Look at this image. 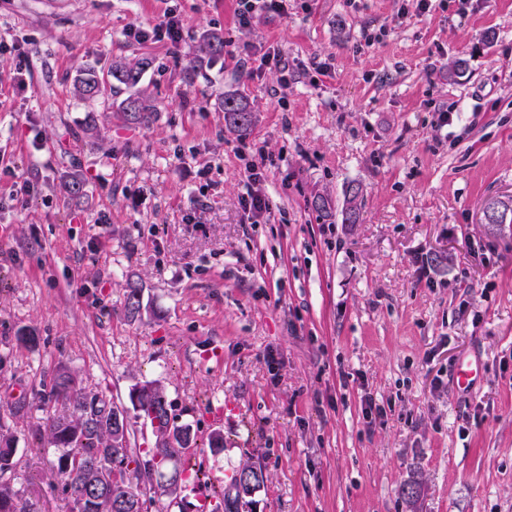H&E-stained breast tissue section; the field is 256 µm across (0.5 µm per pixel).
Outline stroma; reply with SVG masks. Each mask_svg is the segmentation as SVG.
<instances>
[{"label": "stroma", "mask_w": 512, "mask_h": 512, "mask_svg": "<svg viewBox=\"0 0 512 512\" xmlns=\"http://www.w3.org/2000/svg\"><path fill=\"white\" fill-rule=\"evenodd\" d=\"M166 6L0 0L11 483L31 512H69L56 449L30 451L36 394L64 364L119 405L145 382L165 389L197 439L196 476L169 512H196L247 462L266 480L242 512H512V223L483 214L512 206V0H433L405 16L402 0H290L287 18L251 28L233 0H179L178 47L126 39ZM210 32L230 50L282 49L289 73L225 64L202 49ZM119 57L149 61L148 123L119 119L123 84L91 104L74 94L82 71L107 75ZM228 96L255 111L246 133L224 120ZM260 148L273 210L253 221L242 175ZM71 172L84 182L73 197ZM350 185L355 224L341 215ZM130 278L143 284L134 319ZM464 356L483 364L470 394L453 378ZM368 396L380 414H366Z\"/></svg>", "instance_id": "stroma-1"}]
</instances>
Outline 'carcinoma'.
Wrapping results in <instances>:
<instances>
[{
  "label": "carcinoma",
  "instance_id": "1",
  "mask_svg": "<svg viewBox=\"0 0 512 512\" xmlns=\"http://www.w3.org/2000/svg\"><path fill=\"white\" fill-rule=\"evenodd\" d=\"M148 65L147 59L135 58L129 61L118 60L112 65L110 75L128 88H134L140 81V75ZM78 97L83 101H95L106 90L93 70H87L75 80ZM225 119L237 130L245 132L253 123V113L248 104L240 98L230 96L223 103ZM121 117L128 123H139L150 118L152 106L137 91L131 93L120 104ZM142 288L139 282L129 280L126 283L125 309L134 316L140 313ZM82 386L78 374L61 366L52 378L42 384L36 410L42 413V423L35 428L34 438L40 445H49L62 449L57 458V470L63 480L62 490L70 505V512H109L112 503L129 495L130 499L149 507L156 503L166 509L163 499L172 501L177 495L167 492L161 486H154L145 475L151 468L158 470L167 466L170 453L168 448H147L135 451L129 446V429L117 430L112 427L114 402L100 392L85 395L74 392L71 401L62 402L58 389ZM137 416L145 418L151 412L161 417L170 416V403L164 389L156 387L153 394L139 399L132 405ZM172 435L180 448L197 447L196 436L188 425L172 423ZM124 442V448L113 459L115 465L130 471L134 482L127 485V491L117 488L109 490L95 486V478L83 469V465L99 457L112 456V442ZM18 464L14 438L9 433L0 432V512H30L27 502L5 475L12 473ZM243 474L255 481V488L264 484L265 475L261 467L244 464L233 472L229 488L223 491L222 499L212 505V512H240L243 499L248 493H242L237 487V475Z\"/></svg>",
  "mask_w": 512,
  "mask_h": 512
}]
</instances>
